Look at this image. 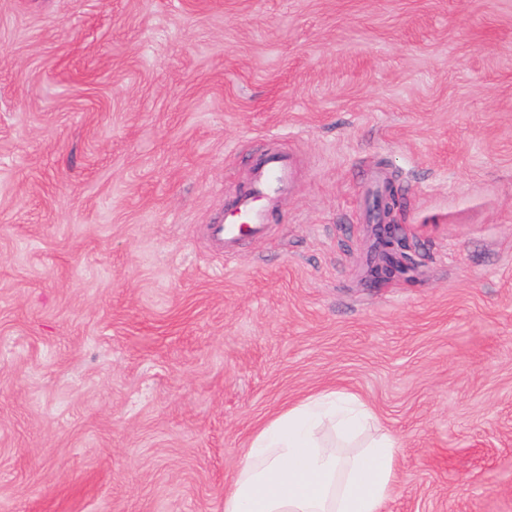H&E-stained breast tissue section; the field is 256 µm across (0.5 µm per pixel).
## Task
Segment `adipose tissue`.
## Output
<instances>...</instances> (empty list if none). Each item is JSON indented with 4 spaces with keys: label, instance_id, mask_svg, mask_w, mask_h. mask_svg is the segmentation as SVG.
Listing matches in <instances>:
<instances>
[{
    "label": "adipose tissue",
    "instance_id": "adipose-tissue-1",
    "mask_svg": "<svg viewBox=\"0 0 512 512\" xmlns=\"http://www.w3.org/2000/svg\"><path fill=\"white\" fill-rule=\"evenodd\" d=\"M357 396L324 389L251 436L224 512H383L397 480L398 441L373 431Z\"/></svg>",
    "mask_w": 512,
    "mask_h": 512
}]
</instances>
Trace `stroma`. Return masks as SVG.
I'll list each match as a JSON object with an SVG mask.
<instances>
[{
  "label": "stroma",
  "instance_id": "35a3bbf8",
  "mask_svg": "<svg viewBox=\"0 0 512 512\" xmlns=\"http://www.w3.org/2000/svg\"><path fill=\"white\" fill-rule=\"evenodd\" d=\"M325 388L399 442L384 512H512V0H0V512H224ZM294 168L293 157L281 150L268 149L261 154L253 166L250 191L232 202L233 214H236L233 220L206 226L209 242L225 255H232L242 241L266 237L272 216L258 203L285 195L293 184Z\"/></svg>",
  "mask_w": 512,
  "mask_h": 512
}]
</instances>
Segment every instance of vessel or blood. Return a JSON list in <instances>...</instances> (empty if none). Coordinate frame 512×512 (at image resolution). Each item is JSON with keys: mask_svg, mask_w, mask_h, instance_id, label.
<instances>
[{"mask_svg": "<svg viewBox=\"0 0 512 512\" xmlns=\"http://www.w3.org/2000/svg\"><path fill=\"white\" fill-rule=\"evenodd\" d=\"M293 157L278 149H270L255 161L252 187L232 202L234 218L224 224H210L205 229L209 242L224 254H234L242 241L266 237L272 222L262 200L285 195L293 184Z\"/></svg>", "mask_w": 512, "mask_h": 512, "instance_id": "b4317fda", "label": "vessel or blood"}]
</instances>
